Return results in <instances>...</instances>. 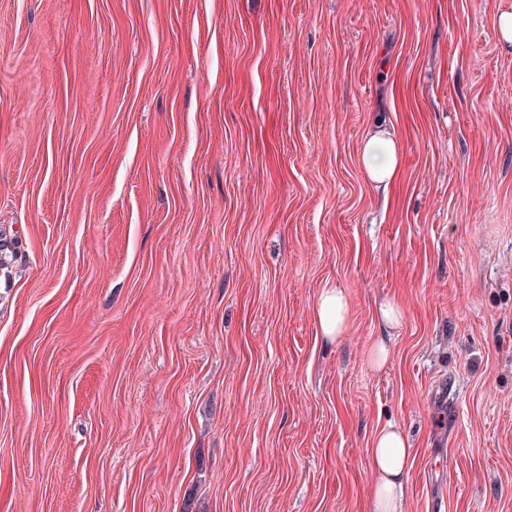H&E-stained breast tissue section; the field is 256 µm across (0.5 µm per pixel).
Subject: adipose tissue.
Wrapping results in <instances>:
<instances>
[{"label": "adipose tissue", "mask_w": 512, "mask_h": 512, "mask_svg": "<svg viewBox=\"0 0 512 512\" xmlns=\"http://www.w3.org/2000/svg\"><path fill=\"white\" fill-rule=\"evenodd\" d=\"M359 164L371 183L388 187L400 167V151L389 126L375 120L364 136ZM315 319L324 338L338 340L347 330L349 313L345 295L334 288L323 289L315 307ZM374 475L373 512H403L405 486L411 467V449L401 429L394 424L376 432L368 450Z\"/></svg>", "instance_id": "obj_1"}]
</instances>
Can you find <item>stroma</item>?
<instances>
[{"mask_svg": "<svg viewBox=\"0 0 512 512\" xmlns=\"http://www.w3.org/2000/svg\"><path fill=\"white\" fill-rule=\"evenodd\" d=\"M503 12L0 0V512H372L389 423L404 512H512ZM358 158L371 183L386 188L395 179L400 167V151L384 120L374 121L361 142ZM315 319L324 338L337 341L347 330L349 313L345 295L336 288L321 291L316 307ZM411 450L407 438L395 424L386 425L374 435L368 448L374 475L373 512H403Z\"/></svg>", "mask_w": 512, "mask_h": 512, "instance_id": "35a3bbf8", "label": "stroma"}]
</instances>
